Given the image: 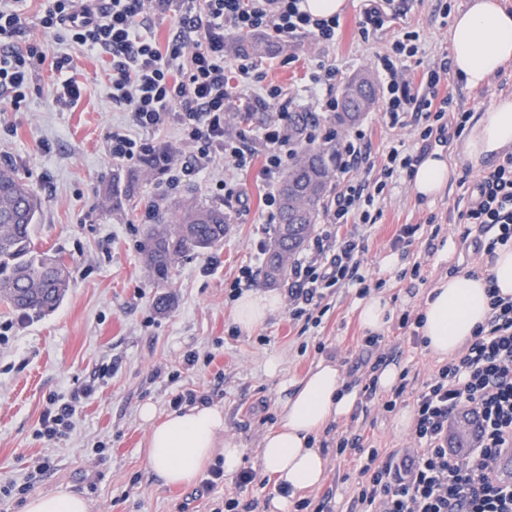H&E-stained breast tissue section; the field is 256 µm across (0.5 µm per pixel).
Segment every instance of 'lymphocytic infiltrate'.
Masks as SVG:
<instances>
[{"mask_svg":"<svg viewBox=\"0 0 512 512\" xmlns=\"http://www.w3.org/2000/svg\"><path fill=\"white\" fill-rule=\"evenodd\" d=\"M28 0H0V101L20 111L36 86L38 69L50 63L55 75L58 111L74 108L83 88L73 74V58L47 59L43 45L23 37L21 15ZM300 0H186L177 28L165 43L143 36L157 11L172 0H44L39 24L44 33L108 58L107 80L113 105L132 114L141 131L131 135L116 127L107 137L112 161L133 164L154 148L151 132L176 125L182 143L193 150L192 162H168L166 185L174 190L205 171L215 156L244 170L263 153L266 223H273L279 203V181L292 152L284 132L292 100L279 86L265 90L277 110V121L257 134L224 130L231 83L224 67L225 33L262 32L280 41L312 37L328 47L336 42L339 16L317 18L300 11ZM418 34L404 32L390 52L376 56L382 122L403 127L410 116L428 118L420 150L396 144L374 158L364 131L336 142L341 174L363 171L359 184H345L324 207V222L312 243L295 259L288 283V313L293 321L309 319L319 327L332 289H367L363 267L365 237L340 235L345 224H373L401 171H414L447 129L462 131L469 112L454 111L450 97L438 94L449 63L440 60L412 80L405 63L418 52ZM475 253L493 256L512 246V153H504L471 194L465 213ZM489 314L473 338L452 359L437 365L419 381L401 375L384 400L385 411L411 401L412 447L379 448L365 428L336 441V454L354 463L359 479L348 512H512V481L495 472L501 449H512V298L488 285ZM97 388L88 384L66 395L48 397L37 437L55 440L71 430L83 404ZM478 423L476 445L451 448L449 430L462 415Z\"/></svg>","mask_w":512,"mask_h":512,"instance_id":"lymphocytic-infiltrate-1","label":"lymphocytic infiltrate"}]
</instances>
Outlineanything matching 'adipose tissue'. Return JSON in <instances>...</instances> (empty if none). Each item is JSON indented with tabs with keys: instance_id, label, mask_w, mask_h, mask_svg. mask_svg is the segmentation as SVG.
<instances>
[{
	"instance_id": "1",
	"label": "adipose tissue",
	"mask_w": 512,
	"mask_h": 512,
	"mask_svg": "<svg viewBox=\"0 0 512 512\" xmlns=\"http://www.w3.org/2000/svg\"><path fill=\"white\" fill-rule=\"evenodd\" d=\"M448 39L455 77L468 87H481L512 61V12L498 0H469L455 16ZM510 149L512 98H504L468 124L464 152L477 170ZM450 176L447 156L435 152L416 166L410 178L419 196L434 198L445 190ZM486 287L484 277L458 274L431 288L421 311L420 332L432 354L456 355L485 324ZM280 306V297L273 293L244 294L233 310V322L242 331H252ZM292 388L282 420L263 437L258 450L261 468L275 484L271 512H293L299 493L323 483L328 458L319 438L331 423L350 415L359 399L357 390L346 386L337 363L329 360L320 361ZM140 417L149 426L145 461L163 486L191 484L217 460L225 474L238 472L243 450L225 437L224 411L219 406L196 403L161 416L148 403ZM24 512H90V504L80 494L56 490L30 495Z\"/></svg>"
}]
</instances>
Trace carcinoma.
Masks as SVG:
<instances>
[{
  "label": "carcinoma",
  "instance_id": "obj_1",
  "mask_svg": "<svg viewBox=\"0 0 512 512\" xmlns=\"http://www.w3.org/2000/svg\"><path fill=\"white\" fill-rule=\"evenodd\" d=\"M238 52L261 58L285 52V47L266 34H250L235 45ZM362 97L357 113L345 107L326 117L336 128L358 123L376 101L369 75L348 79L341 96ZM255 118L252 109L228 113L231 130H240ZM312 117L299 112L288 120V138L294 144L286 175L280 186V208L273 245L265 265L266 281L284 277L296 254L303 248L311 227L317 223L324 197L336 178V148L332 142L314 143L308 136ZM159 148L142 161L144 172L162 173ZM40 203L14 169L0 168V301L26 315H41L56 307L70 285V265L59 256L41 250L33 238ZM224 210L215 206H181L171 213L157 214L147 227L144 257L149 271L165 278L175 262L188 254L209 249L224 239Z\"/></svg>",
  "mask_w": 512,
  "mask_h": 512
}]
</instances>
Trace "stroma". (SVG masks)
<instances>
[{
  "label": "stroma",
  "mask_w": 512,
  "mask_h": 512,
  "mask_svg": "<svg viewBox=\"0 0 512 512\" xmlns=\"http://www.w3.org/2000/svg\"><path fill=\"white\" fill-rule=\"evenodd\" d=\"M467 2L410 0L405 16L365 40L358 33L363 0H347L335 46L325 48L300 37L290 42L287 55L263 57L261 78H249L232 106L273 112L264 91L277 85L292 96L294 111H314L308 89L317 60L333 64L337 85H344L371 69L375 56L404 30L419 35V51L408 65L410 73L421 74L450 54L451 17ZM40 9L41 0H29L22 17L24 35L42 41L47 56H72L83 95L72 111H57L50 71L42 69L39 90L22 111L0 114L1 121L17 128L0 140V167L18 171L37 196L41 209L35 242L42 250L65 256L72 278L63 301L45 314L23 317L0 303V324L13 326L8 343L0 345V512H24L27 495L58 489L82 494L91 512H211L215 502L202 495L201 481L165 487L150 471L143 456L149 428L140 418L141 407L151 403L166 414L181 391L208 392L224 410L225 436L245 450L244 468L259 471L256 450L281 419L286 385L303 378L322 359L317 342L325 343L342 373L353 371L367 379L368 368L353 367L356 343L364 334L354 309L357 290L345 287L328 296L330 309L315 336L301 333L284 308L252 331L238 329L231 318L235 303L229 298L230 285L249 263L265 218L262 157H255L246 172L215 160L196 181L173 192L167 191L165 176H143L133 208L113 204L112 183L126 179L130 168L112 162L106 136L115 126L133 135L138 129L130 112L113 107L101 57L44 35ZM439 93L479 116L496 100L512 97V64L483 87L470 88L452 77ZM360 126L375 156L391 143L401 141L412 148L417 142L414 125L388 128L374 110ZM439 150L453 169L442 196L431 202L419 199L409 175L400 174L381 205L377 224L366 233L363 260L370 290L383 294L397 315L418 313L430 287L447 276L449 267L468 270L479 265L461 238L459 215L467 199L459 182H476L481 174L468 164L462 138H451ZM223 179L239 184L240 201L225 203L215 189ZM162 197L179 205L219 206L229 218L219 244L180 259L164 282L152 276L140 250L145 212ZM431 218L441 224L444 241L434 254L429 251ZM403 224L419 225L420 230L408 247L393 248ZM416 262L426 264L427 281L407 276ZM385 334L386 363L423 377L437 364L436 356L413 347L394 327H386ZM191 351L201 362L190 369L184 357ZM271 354L281 360L274 375L264 368ZM106 364L112 373L98 380ZM158 368L164 375L157 379L153 373ZM92 381L98 382V391L82 408L73 430L57 442L38 439L35 431L48 396ZM385 398V393H376L368 412L356 409L350 418L334 423L333 436L355 430L359 419L366 418L374 424L378 446L410 447V433L398 429L395 413L382 409ZM44 455L53 460L50 470L34 473L35 460Z\"/></svg>",
  "instance_id": "obj_1"
}]
</instances>
